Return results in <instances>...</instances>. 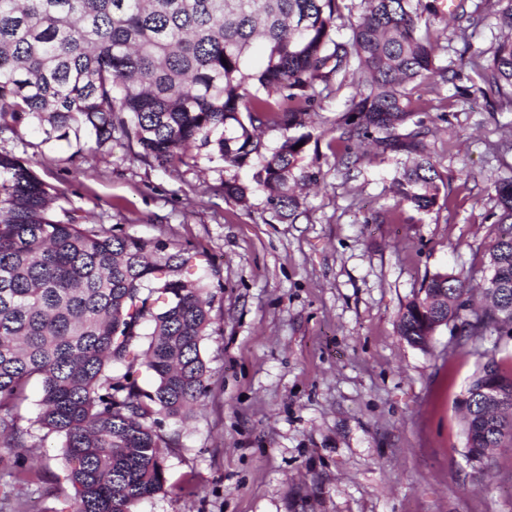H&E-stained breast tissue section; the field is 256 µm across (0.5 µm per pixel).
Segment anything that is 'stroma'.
<instances>
[{
	"instance_id": "stroma-1",
	"label": "stroma",
	"mask_w": 512,
	"mask_h": 512,
	"mask_svg": "<svg viewBox=\"0 0 512 512\" xmlns=\"http://www.w3.org/2000/svg\"><path fill=\"white\" fill-rule=\"evenodd\" d=\"M465 9L434 25L447 81L411 85L443 178L424 212L398 201L399 157L343 155L345 102L362 89L351 79L315 102L303 165L319 181L288 220L263 195L245 208L213 193L219 161L175 177L118 141L92 154L84 137L0 134V152L28 161L78 223L187 243L222 269L200 345L208 394L183 427L165 426L164 488L136 512H512V447L472 464L455 405L512 340L460 346L443 328L424 352L396 332L427 275L469 272L481 287L494 182L512 178V105H488L460 60L506 30L495 0ZM41 395L31 383L22 410L41 478L1 474L0 512H69L62 439L33 427Z\"/></svg>"
}]
</instances>
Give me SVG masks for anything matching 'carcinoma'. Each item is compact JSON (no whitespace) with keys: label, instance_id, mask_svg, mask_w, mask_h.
<instances>
[{"label":"carcinoma","instance_id":"carcinoma-1","mask_svg":"<svg viewBox=\"0 0 512 512\" xmlns=\"http://www.w3.org/2000/svg\"><path fill=\"white\" fill-rule=\"evenodd\" d=\"M338 0H0V134L31 125L46 139H114L136 157L179 172L204 155L224 171L252 170V184L224 180L243 207L256 192L277 217L299 206L295 187L315 180L302 166L317 87L359 78L344 142L371 140L411 164L395 179L399 201L437 203L441 175L427 152L408 85L444 77L433 56L436 0H362L351 38L336 39ZM265 64L250 66L255 42ZM474 72L486 97L512 103V38ZM412 125L406 134L399 130ZM280 132L269 147L259 132ZM482 292L469 275L436 272L400 312L397 334L427 350L445 327L457 344L487 334L512 339V178L495 182ZM29 163L0 153V456L16 479L30 432L21 426L28 384L42 386L37 418L63 439L72 465L71 512H132L165 483V421H186L207 395L200 344L212 324L220 267L193 247L78 224ZM156 377L153 391L137 381ZM501 395L488 409L484 388ZM466 453L484 466L512 447V367L490 358L456 400Z\"/></svg>","mask_w":512,"mask_h":512}]
</instances>
